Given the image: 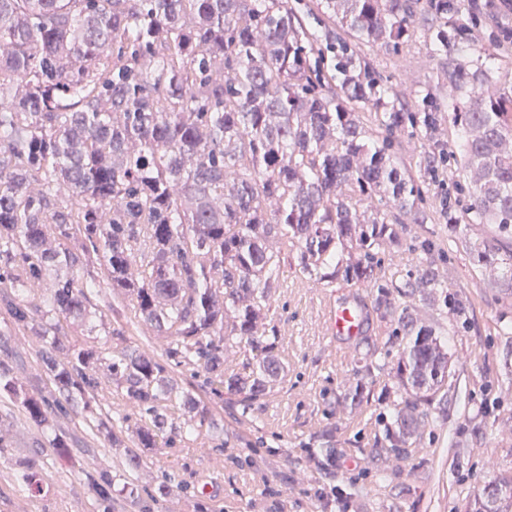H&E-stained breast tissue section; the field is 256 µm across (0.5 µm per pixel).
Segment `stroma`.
Masks as SVG:
<instances>
[{
  "mask_svg": "<svg viewBox=\"0 0 512 512\" xmlns=\"http://www.w3.org/2000/svg\"><path fill=\"white\" fill-rule=\"evenodd\" d=\"M449 26H465L469 46L452 61L462 78L489 67L490 86L512 84V9L491 14H452ZM426 17L401 54L363 45L374 66L399 88L423 87L443 60L423 45ZM423 233L434 244L433 268L449 297L463 301L456 311L415 297L416 317L431 325L448 347L444 400L434 402L404 454L390 451L385 423L394 417V371L400 341L393 317L373 309L372 294L351 282L320 286L293 267L282 268L267 324L276 331L275 353L286 373L254 411L242 413L233 400L196 389L208 408L206 424L177 438L170 448L141 449L139 468L129 469L124 449L95 436L98 421H113L131 439L139 409L122 399L108 365L93 376L98 393L88 408L54 412L49 428L26 422L13 399L0 395V512H101L91 476L112 480L114 512H467L476 494L497 475L512 472V288L501 285L498 264L477 262L474 248L485 240L512 250V235L496 225L476 224L450 236L447 225L428 223ZM94 279V298L104 315L95 329L73 325L72 341L113 350L162 356L165 341L136 316L129 299L112 290L101 267L84 272ZM368 306L357 338L328 336L323 321L327 298ZM41 326L12 325L0 313V369L21 385L53 384L44 364L51 350ZM363 400H355L356 387ZM72 440L71 455L59 461L54 435ZM42 464L29 491L19 478L24 463ZM171 493L158 496L161 478ZM138 497H130L125 482Z\"/></svg>",
  "mask_w": 512,
  "mask_h": 512,
  "instance_id": "stroma-1",
  "label": "stroma"
}]
</instances>
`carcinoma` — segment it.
Masks as SVG:
<instances>
[{
  "label": "carcinoma",
  "instance_id": "cac0c4a2",
  "mask_svg": "<svg viewBox=\"0 0 512 512\" xmlns=\"http://www.w3.org/2000/svg\"><path fill=\"white\" fill-rule=\"evenodd\" d=\"M335 27L310 33L288 0H0V306L16 326L37 315L54 323L47 361L58 393L88 406L102 352L70 342L64 325L102 318L95 283L79 272L104 266L112 288L166 339L165 361L112 351V381L137 405L136 448H170L187 413L208 411L168 376L199 367L202 386L237 397L242 412L284 372L275 330L262 326L281 267L323 286L373 289L374 307L448 295L420 242L419 268L380 274L381 255L400 249L409 224H495L512 233V86L457 102L456 72L419 90H399L361 54L371 44L398 54L417 15L431 14L430 54L466 48L448 14L465 0H322ZM414 101V109L405 104ZM456 110L442 112L441 99ZM370 110L372 136L359 112ZM448 121L456 151L436 138ZM427 141L412 173L401 138ZM466 177L459 206L444 171ZM63 182L71 199L54 193ZM54 277L45 307L27 289ZM406 336L394 378L400 402L385 438L408 443L448 377V352L430 325L400 309ZM250 372L224 373L241 344ZM0 393L27 419L48 425L42 388L0 369ZM508 494L489 512H512ZM112 512V480H92Z\"/></svg>",
  "mask_w": 512,
  "mask_h": 512
}]
</instances>
